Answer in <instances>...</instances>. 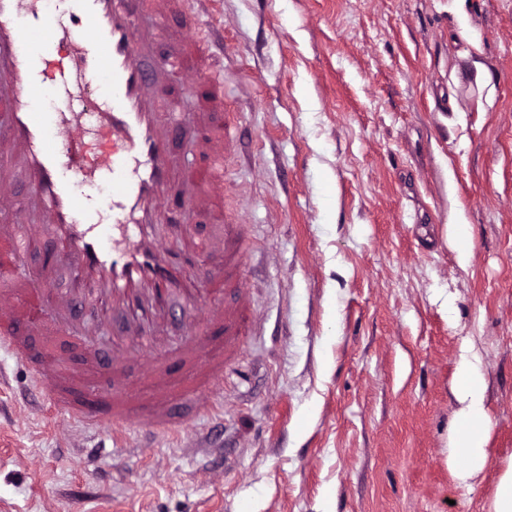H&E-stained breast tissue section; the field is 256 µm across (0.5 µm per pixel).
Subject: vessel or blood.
Returning <instances> with one entry per match:
<instances>
[{
    "instance_id": "b4317fda",
    "label": "vessel or blood",
    "mask_w": 512,
    "mask_h": 512,
    "mask_svg": "<svg viewBox=\"0 0 512 512\" xmlns=\"http://www.w3.org/2000/svg\"><path fill=\"white\" fill-rule=\"evenodd\" d=\"M206 0H0V212L14 216L0 225V336L8 351L24 357L26 331L46 335L74 331L90 338L107 325L113 309L129 316L135 342L159 348L151 330L172 296L196 307L202 291L223 294L238 263L234 248L240 227L224 219V150L235 137L232 123H219L224 85L215 82L199 106L194 146L204 164L178 165L171 135L184 127L181 102L167 81L216 72L224 59V38L211 32L173 31L175 13L200 17ZM94 87L100 105L87 107L74 95V79ZM98 128L112 145L106 161L85 162L78 152L84 133ZM25 171L30 193L16 201L3 177L13 163ZM109 175L112 226L94 231L95 216L76 181H91L98 168ZM199 212L213 233L196 247L172 254L156 230L159 212L168 223L181 209ZM212 255L198 269L197 252ZM52 254L46 272L65 266L73 297L83 305L78 325L70 304L33 286L23 271L33 254ZM205 331L185 336L179 356L194 359L196 374L223 383L224 355L243 336L244 310L211 306L202 311ZM126 351L112 347V369L101 372L93 350L82 367L61 375L58 359L45 353L37 367L42 396L54 400L56 386L76 384L83 418L112 430L131 420L133 400L146 398L152 430L172 427L168 398L173 377L157 375L137 387L119 379Z\"/></svg>"
}]
</instances>
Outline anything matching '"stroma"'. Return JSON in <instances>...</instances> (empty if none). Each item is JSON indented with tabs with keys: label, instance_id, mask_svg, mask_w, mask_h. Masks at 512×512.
Instances as JSON below:
<instances>
[{
	"label": "stroma",
	"instance_id": "obj_1",
	"mask_svg": "<svg viewBox=\"0 0 512 512\" xmlns=\"http://www.w3.org/2000/svg\"><path fill=\"white\" fill-rule=\"evenodd\" d=\"M200 23L227 47L252 333L220 387L161 362L188 392L150 438L46 407L0 348V512H488L512 464V0H212ZM471 343L490 459L461 483ZM487 379L480 356L473 349L460 355L453 393L461 407L448 438V464L460 480L479 473L488 462L491 419L485 406Z\"/></svg>",
	"mask_w": 512,
	"mask_h": 512
}]
</instances>
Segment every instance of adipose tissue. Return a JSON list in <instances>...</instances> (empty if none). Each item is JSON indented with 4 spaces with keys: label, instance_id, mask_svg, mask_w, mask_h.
Segmentation results:
<instances>
[{
    "label": "adipose tissue",
    "instance_id": "1",
    "mask_svg": "<svg viewBox=\"0 0 512 512\" xmlns=\"http://www.w3.org/2000/svg\"><path fill=\"white\" fill-rule=\"evenodd\" d=\"M487 379L477 352L463 351L455 371L453 393L460 404L448 438V463L460 480L479 473L488 462L491 419L485 406Z\"/></svg>",
    "mask_w": 512,
    "mask_h": 512
}]
</instances>
